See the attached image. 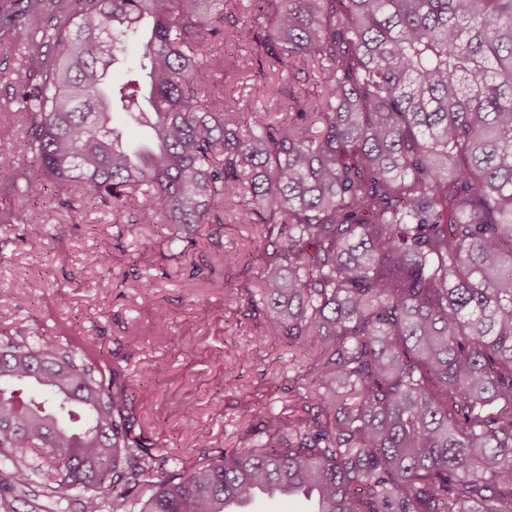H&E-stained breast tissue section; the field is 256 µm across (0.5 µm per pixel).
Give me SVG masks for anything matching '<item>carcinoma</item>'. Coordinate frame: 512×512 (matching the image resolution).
<instances>
[{
  "instance_id": "cac0c4a2",
  "label": "carcinoma",
  "mask_w": 512,
  "mask_h": 512,
  "mask_svg": "<svg viewBox=\"0 0 512 512\" xmlns=\"http://www.w3.org/2000/svg\"><path fill=\"white\" fill-rule=\"evenodd\" d=\"M43 2L0 13V44L46 48L0 103V139L27 121L0 152V196L74 184L98 208L134 204L170 246L234 205L258 231L256 254H224L254 270L248 319L304 361L283 412L242 408L266 442L161 475L131 432L133 381L49 337L1 345L14 483L29 479L14 453L43 448L82 512L303 493L316 512H512V0H246L245 22L224 0ZM129 41L140 55L116 86ZM241 63L315 71L320 90L253 124L227 97ZM115 112L149 141L124 140ZM10 224L45 233L1 208Z\"/></svg>"
}]
</instances>
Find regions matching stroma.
Listing matches in <instances>:
<instances>
[{
    "instance_id": "35a3bbf8",
    "label": "stroma",
    "mask_w": 512,
    "mask_h": 512,
    "mask_svg": "<svg viewBox=\"0 0 512 512\" xmlns=\"http://www.w3.org/2000/svg\"><path fill=\"white\" fill-rule=\"evenodd\" d=\"M68 195L49 182L11 202L28 220L67 222L71 232L59 243L20 224L0 231V344L53 336L77 362H104L140 383L132 433L151 445L160 472L240 446L249 428L241 406L280 412L300 363L247 319L235 290L249 275L222 262L255 250L252 225L209 224L197 245L171 248L161 225L132 223V210L73 212L61 205ZM160 309L167 318L158 324ZM22 458L30 467L22 487L0 458V512H81L83 491L58 489L42 451Z\"/></svg>"
}]
</instances>
